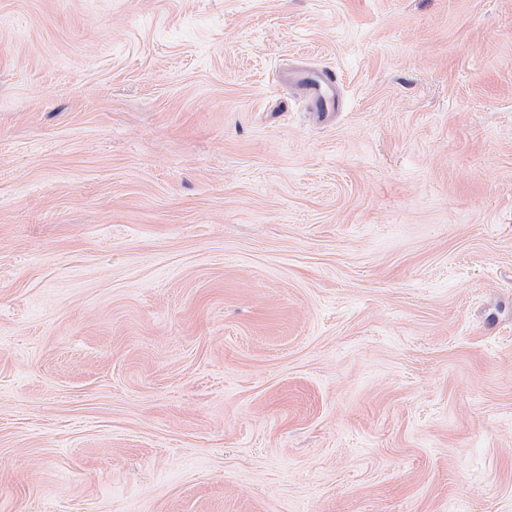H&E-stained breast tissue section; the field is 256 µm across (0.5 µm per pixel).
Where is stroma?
<instances>
[{"label":"stroma","instance_id":"1","mask_svg":"<svg viewBox=\"0 0 512 512\" xmlns=\"http://www.w3.org/2000/svg\"><path fill=\"white\" fill-rule=\"evenodd\" d=\"M0 512H512V0H0ZM300 87L313 108L326 112L336 98L337 75L332 69H309L290 78Z\"/></svg>","mask_w":512,"mask_h":512}]
</instances>
